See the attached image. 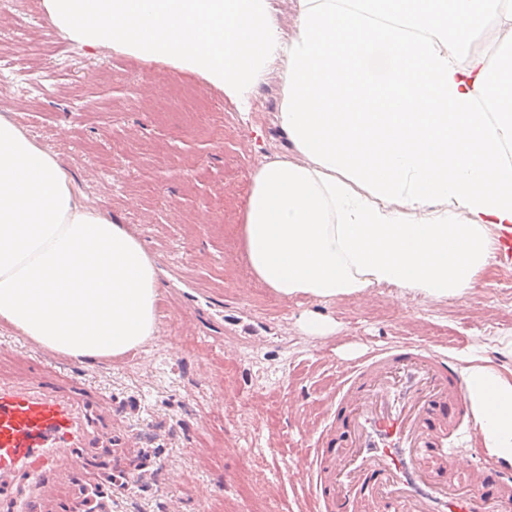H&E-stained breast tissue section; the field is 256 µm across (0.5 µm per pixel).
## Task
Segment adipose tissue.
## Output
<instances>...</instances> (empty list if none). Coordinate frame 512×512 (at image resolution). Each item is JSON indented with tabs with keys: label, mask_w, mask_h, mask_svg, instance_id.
Wrapping results in <instances>:
<instances>
[{
	"label": "adipose tissue",
	"mask_w": 512,
	"mask_h": 512,
	"mask_svg": "<svg viewBox=\"0 0 512 512\" xmlns=\"http://www.w3.org/2000/svg\"><path fill=\"white\" fill-rule=\"evenodd\" d=\"M70 41L168 61L240 110L279 69L295 157L254 174L241 225L253 275L321 303L388 285L462 298L512 231V8L503 0H43ZM506 34L491 56L470 34ZM385 56L381 75L369 61ZM158 265L86 202L70 169L0 113V324L94 363L154 340ZM481 442L512 464V370L473 357Z\"/></svg>",
	"instance_id": "ef3b65f1"
}]
</instances>
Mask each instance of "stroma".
Masks as SVG:
<instances>
[{
	"instance_id": "obj_1",
	"label": "stroma",
	"mask_w": 512,
	"mask_h": 512,
	"mask_svg": "<svg viewBox=\"0 0 512 512\" xmlns=\"http://www.w3.org/2000/svg\"><path fill=\"white\" fill-rule=\"evenodd\" d=\"M172 83L193 85L216 112L192 128L176 110L156 120ZM280 103L275 71L244 114L197 74L64 39L42 0L0 14V113L58 153L91 205L130 226L162 284L156 340L65 369L107 397L92 410L97 442L73 451L87 470L50 477L47 497L23 494L18 473L0 486V512H78L92 484L112 512H156L161 499L170 512H306L292 462L313 447L339 371L366 344L407 336L512 369V265L444 301L389 286L287 301L251 275L240 226L255 172L291 150ZM310 311L333 332L307 334Z\"/></svg>"
}]
</instances>
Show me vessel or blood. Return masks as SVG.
<instances>
[{"mask_svg": "<svg viewBox=\"0 0 512 512\" xmlns=\"http://www.w3.org/2000/svg\"><path fill=\"white\" fill-rule=\"evenodd\" d=\"M91 397L55 371L0 359V477L43 490L90 440ZM465 366L400 338L352 360L304 474L312 512H512V470L476 448Z\"/></svg>", "mask_w": 512, "mask_h": 512, "instance_id": "b4317fda", "label": "vessel or blood"}]
</instances>
